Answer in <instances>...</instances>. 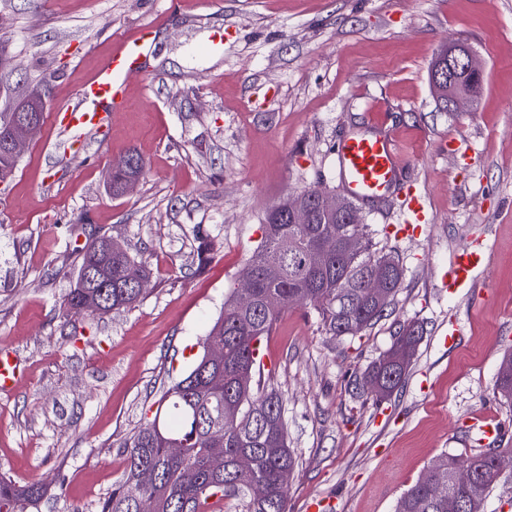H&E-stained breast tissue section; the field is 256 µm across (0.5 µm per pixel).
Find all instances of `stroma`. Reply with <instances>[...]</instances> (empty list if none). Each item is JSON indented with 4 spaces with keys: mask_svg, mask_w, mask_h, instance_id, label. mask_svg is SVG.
Masks as SVG:
<instances>
[{
    "mask_svg": "<svg viewBox=\"0 0 512 512\" xmlns=\"http://www.w3.org/2000/svg\"><path fill=\"white\" fill-rule=\"evenodd\" d=\"M169 2L0 0V112L38 84L48 112L74 103L118 38L155 27L111 134H85L74 152L45 121L0 183V347L24 367L0 393V474L48 485L41 512H97L124 440L203 355L266 210L313 185L338 189L337 142L381 132L403 150L401 187L360 216L403 269L391 313L335 339L295 307L260 344L261 383L282 399L299 460L289 510L395 512L436 457L486 449L468 427L477 413L512 448V404L496 392L512 350V0ZM448 42L483 62V94L462 112L431 91ZM133 151L144 174L113 195L110 170ZM406 186L425 206L415 235L402 231ZM90 231L149 268V288L129 308L70 317L62 301ZM476 244L484 265L449 294L450 260ZM410 320L426 333L403 386L359 398L350 375Z\"/></svg>",
    "mask_w": 512,
    "mask_h": 512,
    "instance_id": "35a3bbf8",
    "label": "stroma"
}]
</instances>
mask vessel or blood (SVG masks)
Listing matches in <instances>:
<instances>
[{"label": "vessel or blood", "mask_w": 512, "mask_h": 512, "mask_svg": "<svg viewBox=\"0 0 512 512\" xmlns=\"http://www.w3.org/2000/svg\"><path fill=\"white\" fill-rule=\"evenodd\" d=\"M151 27L114 43L103 65L79 88L74 105L58 110L54 122L80 135L103 129L110 111L121 106L130 78L138 74L149 46ZM336 173L347 194L365 202L383 200L395 188L403 158L395 138L389 135H353L336 145ZM485 258L482 247L474 246L454 255L443 285L449 291L470 287L472 274ZM21 377L12 351L0 348V392L11 391Z\"/></svg>", "instance_id": "1"}]
</instances>
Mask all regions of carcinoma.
Instances as JSON below:
<instances>
[{"label":"carcinoma","mask_w":512,"mask_h":512,"mask_svg":"<svg viewBox=\"0 0 512 512\" xmlns=\"http://www.w3.org/2000/svg\"><path fill=\"white\" fill-rule=\"evenodd\" d=\"M478 101L484 76L470 73L460 80ZM263 224L268 233L253 252L244 272L252 275L255 288L244 301L233 292L214 322L208 338L224 345V362L201 359L165 393L169 417L153 418L126 439L125 469L112 484L111 492L99 503V512H135L136 501H151L153 512H213L210 501L229 496L246 499V512H288L287 486L298 466L288 448L282 401L273 391L254 383L256 351L263 337L271 335L282 311L290 305H309L318 314L327 335L354 337L387 315L394 304L402 274H397L385 299L374 297L364 278L373 272L380 258L395 261L389 253L374 249L368 225H355L361 239L357 253L334 249L327 265L315 269L304 264L300 253L284 252L288 241L309 246L321 241L336 244L344 234L342 219L314 209L303 224H292L284 212L266 210ZM79 266L64 299L66 313L91 316L88 306L99 302L101 313L128 308L142 297L134 278H150V271L129 253L113 255L103 243L89 237L77 250ZM424 328L416 322L400 324L390 347L362 374H354L351 385L366 395L379 383L378 397H387L404 383L410 361L404 359L407 346H417ZM181 443V456L169 454L170 439ZM224 454V472L209 470L214 451ZM250 459L248 468L239 459ZM455 456L443 455L426 474L397 501L395 512H448V498L460 505V512H481L484 500L496 487L500 473L491 450L480 451L460 461L477 473L483 494L473 497L466 489L448 484L447 494H435L431 476L448 470ZM156 471V481L143 486L140 470ZM267 485L268 496L255 501L248 497L253 481ZM48 487L34 482L18 485L0 476V512H41Z\"/></svg>","instance_id":"carcinoma-1"}]
</instances>
